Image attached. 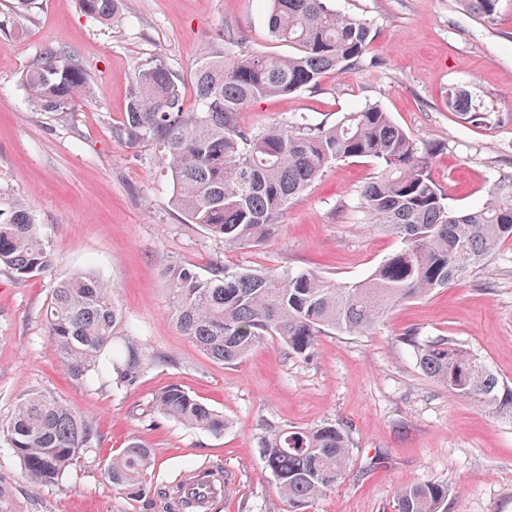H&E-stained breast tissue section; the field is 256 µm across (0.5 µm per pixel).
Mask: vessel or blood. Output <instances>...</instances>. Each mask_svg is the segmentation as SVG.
<instances>
[{"label":"vessel or blood","instance_id":"b4317fda","mask_svg":"<svg viewBox=\"0 0 512 512\" xmlns=\"http://www.w3.org/2000/svg\"><path fill=\"white\" fill-rule=\"evenodd\" d=\"M224 491L223 468L210 467L183 472L173 496L181 512H221Z\"/></svg>","mask_w":512,"mask_h":512}]
</instances>
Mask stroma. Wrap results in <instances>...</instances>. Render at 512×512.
Listing matches in <instances>:
<instances>
[{
    "instance_id": "stroma-1",
    "label": "stroma",
    "mask_w": 512,
    "mask_h": 512,
    "mask_svg": "<svg viewBox=\"0 0 512 512\" xmlns=\"http://www.w3.org/2000/svg\"><path fill=\"white\" fill-rule=\"evenodd\" d=\"M373 23V64L327 75L318 89L267 98L239 114L244 125L297 115L334 122L380 104L420 143L435 147L433 179L454 204L474 208L490 184L512 174V0L487 24L459 0H333ZM234 38L239 54L285 53L267 33L266 0H122L108 24L79 0H40L32 15L0 0V208L23 203L55 256L51 273L24 280L0 270V425L17 402L48 391L95 423L98 437L79 466L37 486L0 447V512H159L115 488L106 462L138 439L152 448V482L176 483L189 465L218 464L230 481L223 512H395V492L416 482L447 485L443 512H512V419L481 409L426 375L408 335L447 337L512 385V242L448 288L400 303L368 335L319 337L304 355L267 338L238 364L210 358L169 317L164 269L209 272L313 269L337 281L368 276L394 239L356 211L373 163L333 165L291 201L278 234L225 250L171 204L160 153L122 138L135 73L163 57L190 78L200 49ZM74 53L94 80L67 112L46 113L22 85L28 62L48 46ZM467 89L490 124L468 123L446 106ZM91 271L112 285L122 310L117 340L133 339L153 360L135 385L87 388L69 378L47 332L55 282ZM182 387L223 415L216 434L149 414L155 395ZM344 426L349 470L325 496L295 507L262 463L269 428Z\"/></svg>"
}]
</instances>
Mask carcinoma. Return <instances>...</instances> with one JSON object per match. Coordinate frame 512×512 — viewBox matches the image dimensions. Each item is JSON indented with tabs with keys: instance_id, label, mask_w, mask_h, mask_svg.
Listing matches in <instances>:
<instances>
[{
	"instance_id": "carcinoma-1",
	"label": "carcinoma",
	"mask_w": 512,
	"mask_h": 512,
	"mask_svg": "<svg viewBox=\"0 0 512 512\" xmlns=\"http://www.w3.org/2000/svg\"><path fill=\"white\" fill-rule=\"evenodd\" d=\"M121 0H80L89 15L111 23ZM268 33L288 47L278 56L246 55L229 62V47L205 46L193 73L195 102L185 104L184 79L164 60L143 65L135 77L122 132L132 144L155 147L170 170L171 204L190 224L224 240L229 250L259 246L275 235L289 202L331 165L369 158L379 171L357 193L356 208L399 241L366 278L330 280L312 269L286 274L231 270L202 277L173 264L165 270L178 330L199 350L231 365L267 337L306 354L321 336L361 335L397 304L446 288L512 241V177L492 183L482 206L464 210L430 172L433 147L410 136L379 105L346 112L333 123L302 116L264 127L237 115L246 105L314 89L321 79L364 65L370 20L337 12L330 0H269ZM487 24L499 0H460ZM28 97L42 112H65L92 91L78 58L51 47L23 73ZM448 110L482 124L468 91L448 90ZM0 268L15 278L49 274L54 257L29 211L0 210ZM48 335L70 377L86 387L109 381L133 384L150 366L141 345L115 344L121 314L112 286L90 272L56 282L45 311ZM417 349L424 372L471 403L512 418V388L453 340L439 337ZM152 411L189 428L221 433L226 422L178 386L159 393ZM96 438L93 420L50 392L24 397L4 426L9 448L37 485L73 469ZM349 436L339 425L274 429L263 441L264 468L290 505L317 499L345 477ZM154 453L132 440L104 468L106 479L132 497L151 490ZM448 487L418 482L397 492L396 512H442Z\"/></svg>"
}]
</instances>
